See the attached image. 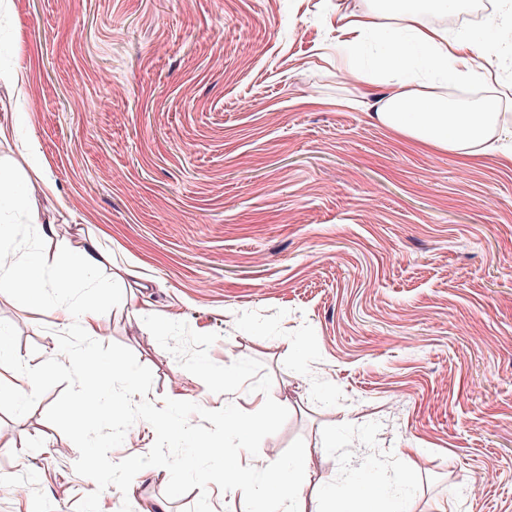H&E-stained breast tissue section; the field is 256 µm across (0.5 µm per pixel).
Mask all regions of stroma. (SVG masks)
<instances>
[{
  "label": "stroma",
  "instance_id": "stroma-1",
  "mask_svg": "<svg viewBox=\"0 0 512 512\" xmlns=\"http://www.w3.org/2000/svg\"><path fill=\"white\" fill-rule=\"evenodd\" d=\"M339 1L0 0V121L19 122L0 163L33 179L18 143L35 147L54 186L41 216L111 256L89 281L46 257L41 289L0 294V320L35 367L57 339L38 294L100 311L101 343L151 370L158 407L273 398L288 419L240 463H307L303 496L353 482L340 451L360 448L411 512H512V167L419 151L351 106L386 91L395 53L368 43L345 73ZM450 18L478 45L512 25L499 0ZM0 245L39 250L31 219L0 209ZM115 288L141 311L103 307ZM150 314L217 334L216 364L258 360L270 392H210ZM63 390L0 412V512H75L94 491L120 512L46 419ZM168 481L145 468L135 495L186 512L202 491L171 500Z\"/></svg>",
  "mask_w": 512,
  "mask_h": 512
}]
</instances>
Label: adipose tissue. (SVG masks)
Returning <instances> with one entry per match:
<instances>
[{
	"mask_svg": "<svg viewBox=\"0 0 512 512\" xmlns=\"http://www.w3.org/2000/svg\"><path fill=\"white\" fill-rule=\"evenodd\" d=\"M388 9L368 4L350 13L337 14V31L345 34H380L383 13L397 19V55L403 64L387 93L369 102L375 119L415 148L452 154L463 165L480 164L492 150L493 139L512 144V128L501 126L496 102L476 110L462 108L448 98L442 87L448 78L474 75L473 49L462 37H449L445 28L424 23L427 13H439L448 0H388ZM108 255L96 241L57 248L58 266L85 275L108 263ZM246 488H258L287 501L295 512H322L318 500L298 499L292 471L276 460H268L259 476L249 477ZM377 481L359 478L334 492L336 512H404L401 502L379 493Z\"/></svg>",
	"mask_w": 512,
	"mask_h": 512,
	"instance_id": "obj_1",
	"label": "adipose tissue"
}]
</instances>
